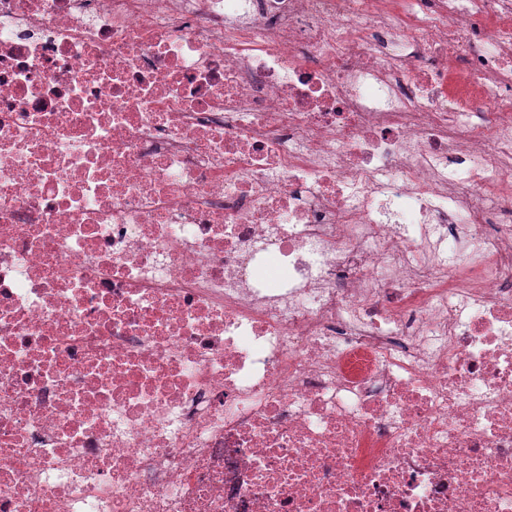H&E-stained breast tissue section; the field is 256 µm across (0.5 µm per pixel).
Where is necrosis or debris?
I'll return each mask as SVG.
<instances>
[{"label": "necrosis or debris", "instance_id": "obj_1", "mask_svg": "<svg viewBox=\"0 0 512 512\" xmlns=\"http://www.w3.org/2000/svg\"><path fill=\"white\" fill-rule=\"evenodd\" d=\"M0 512H512V0H0Z\"/></svg>", "mask_w": 512, "mask_h": 512}]
</instances>
